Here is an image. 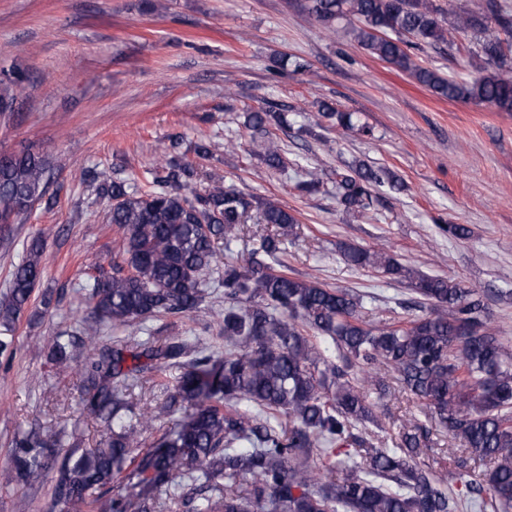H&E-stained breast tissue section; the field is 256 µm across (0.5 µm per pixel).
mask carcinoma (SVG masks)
<instances>
[{"label":"carcinoma","mask_w":512,"mask_h":512,"mask_svg":"<svg viewBox=\"0 0 512 512\" xmlns=\"http://www.w3.org/2000/svg\"><path fill=\"white\" fill-rule=\"evenodd\" d=\"M330 33L354 17L353 35L376 59L410 73L448 99L486 103L512 112V66L498 36L485 38L481 74L459 82L422 67L414 51L422 46L455 45V38L482 32L492 20L512 38V15L497 0L481 13L454 15L450 25L430 0H307L304 5ZM288 106L273 103L248 112L243 127L264 143V161L282 170L274 126L288 125ZM345 129L364 136L353 114L327 108ZM54 164L32 151L0 153V224H14L47 194ZM82 182L99 197L112 199L107 221L119 239L112 273L101 270L81 284L88 316L79 333L67 331L49 343V360L64 371L73 351L96 350L101 327L133 328L162 316L188 315L207 295L209 277L219 274L224 310L216 320L224 333V356L190 350L167 339L145 346L122 339L85 363L82 411L103 422L107 446L85 450L78 443L58 459L48 442L61 443L65 430L48 439L24 433L14 440L11 471L25 481L53 465L56 499L69 512H163L159 491L194 477L193 493L170 495L191 512H459L461 499L433 464L422 459L428 431L405 430L395 448H377L356 432L375 422L368 391L388 388L382 372H392L402 387L425 401L432 418L460 440L469 457L490 463L487 498L472 501L481 509L512 508V355L488 326L484 302L461 283L416 273L391 255L354 245L344 260L410 281L428 301L427 313L399 324L370 326L359 317L364 295L328 288L315 277L288 273L281 260L282 240L266 235L254 253L272 263L241 268L224 264L218 272L219 246L229 247L256 213L259 224L282 229L298 223L278 201L224 185V179L198 173L191 163L164 151L146 184L121 179L96 167ZM399 188L390 171L364 162L336 176V199L352 215L373 207L383 185ZM44 243L37 236L12 272L0 299V325L10 329L29 303L42 273ZM180 370L170 400L139 408L122 396L121 379L133 372ZM187 411L173 432L147 446L155 422L176 405ZM332 458L320 473L313 456ZM137 492L112 493L124 468Z\"/></svg>","instance_id":"1"}]
</instances>
